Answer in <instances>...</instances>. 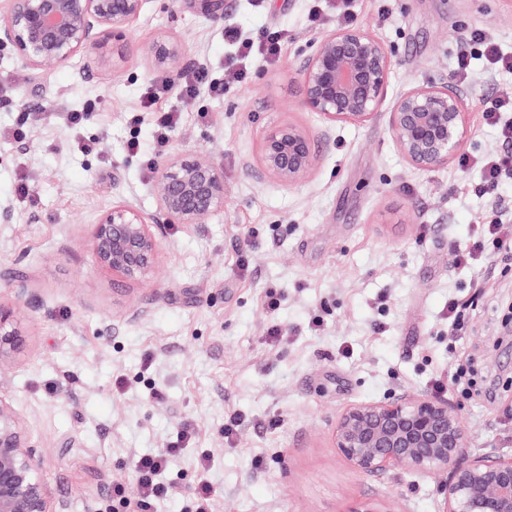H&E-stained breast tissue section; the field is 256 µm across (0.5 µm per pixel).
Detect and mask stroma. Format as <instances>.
<instances>
[{
  "label": "stroma",
  "mask_w": 512,
  "mask_h": 512,
  "mask_svg": "<svg viewBox=\"0 0 512 512\" xmlns=\"http://www.w3.org/2000/svg\"><path fill=\"white\" fill-rule=\"evenodd\" d=\"M359 28L386 46L388 99L415 85L453 79L463 36L487 30L512 51V0H351ZM247 37L283 29L282 62L253 74L206 117L183 111L165 156L154 154L149 83L178 74L153 69L145 48L177 37L191 62L223 72L224 26ZM307 0H224L211 19L205 0H146L113 65L83 61L47 75L23 69L0 48V304L22 301L23 345L0 382L54 503L66 512H121L135 494L137 455L166 447L182 424L188 451L166 474L169 494L153 512H193L196 460L209 474L214 512H345L370 501L383 512H439L444 477L395 465L358 474L332 446L347 407L391 393L447 398L469 433L470 453L512 456V257L482 271L457 264L479 221L512 225L473 188L479 169L458 161L412 168L396 147L387 113L325 129L302 111L298 70L313 42ZM460 83L467 112L461 151L498 147L477 123L489 102L512 93V77L474 61ZM89 119L77 131L64 113ZM141 121H128L132 112ZM32 115L27 138L9 134ZM283 120L305 126L312 177L286 188L255 165L261 133ZM139 152L128 150L130 140ZM199 153L224 171V210L205 224L166 223L154 193L166 157ZM26 184V195L17 187ZM117 202L156 223L155 271L131 280L100 265L88 247L98 215ZM283 302L268 313L266 293ZM467 325L448 330L449 301ZM277 322L282 334L270 338ZM240 415L232 441L224 419ZM262 459L254 469L253 459Z\"/></svg>",
  "instance_id": "stroma-1"
}]
</instances>
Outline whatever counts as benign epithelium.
Instances as JSON below:
<instances>
[{"mask_svg": "<svg viewBox=\"0 0 512 512\" xmlns=\"http://www.w3.org/2000/svg\"><path fill=\"white\" fill-rule=\"evenodd\" d=\"M145 0H6L0 10V47L23 66L51 72L88 52L99 68L110 65L109 38L122 36L139 17ZM154 68L178 73L187 65L181 43L165 36L146 50ZM391 61L385 45L358 27L339 26L315 44L299 75L300 107L324 126L361 124L381 111ZM396 146L410 165L432 170L448 164L467 134L466 102L451 82L420 85L388 108ZM315 155L306 129L283 121L259 139L256 165L284 187L308 181ZM169 224H205L224 210V173L190 154L172 157L154 185ZM89 247L97 261L130 279L155 267V225L134 206L118 203L93 224ZM21 305H0V376L11 367L21 343ZM468 432L447 398L400 393L349 406L336 419L333 448L363 475L390 463L446 476L439 512H512V457L505 460L467 451ZM0 512H56L38 475L13 406L0 395Z\"/></svg>", "mask_w": 512, "mask_h": 512, "instance_id": "7a95c632", "label": "benign epithelium"}]
</instances>
